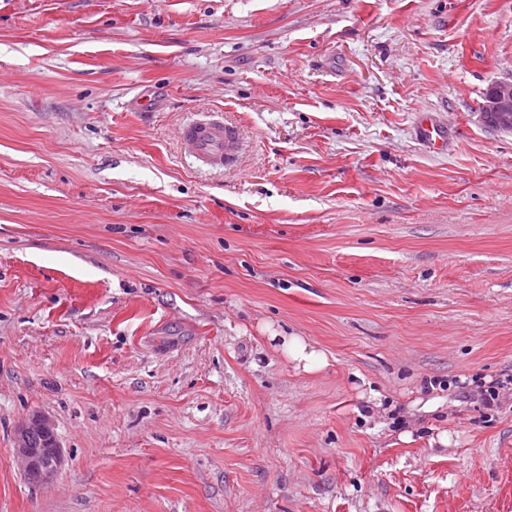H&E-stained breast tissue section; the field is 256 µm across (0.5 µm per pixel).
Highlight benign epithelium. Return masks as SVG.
<instances>
[{"mask_svg": "<svg viewBox=\"0 0 512 512\" xmlns=\"http://www.w3.org/2000/svg\"><path fill=\"white\" fill-rule=\"evenodd\" d=\"M481 114L497 128L512 130V79L495 80L489 85ZM14 454L30 484L50 483L63 462L54 421L42 412L29 414L16 428Z\"/></svg>", "mask_w": 512, "mask_h": 512, "instance_id": "1", "label": "benign epithelium"}]
</instances>
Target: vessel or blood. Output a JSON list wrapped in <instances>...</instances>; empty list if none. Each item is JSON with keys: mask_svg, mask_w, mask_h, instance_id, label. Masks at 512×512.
I'll list each match as a JSON object with an SVG mask.
<instances>
[{"mask_svg": "<svg viewBox=\"0 0 512 512\" xmlns=\"http://www.w3.org/2000/svg\"><path fill=\"white\" fill-rule=\"evenodd\" d=\"M181 141L197 163L209 168L234 165L241 145L238 128L221 120H200L183 126Z\"/></svg>", "mask_w": 512, "mask_h": 512, "instance_id": "vessel-or-blood-1", "label": "vessel or blood"}]
</instances>
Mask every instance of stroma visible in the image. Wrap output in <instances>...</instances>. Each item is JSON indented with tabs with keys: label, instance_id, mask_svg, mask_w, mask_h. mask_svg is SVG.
Instances as JSON below:
<instances>
[{
	"label": "stroma",
	"instance_id": "35a3bbf8",
	"mask_svg": "<svg viewBox=\"0 0 512 512\" xmlns=\"http://www.w3.org/2000/svg\"><path fill=\"white\" fill-rule=\"evenodd\" d=\"M511 75L512 0H0V512H512ZM480 112L485 122L505 131L512 130V79L495 80L489 85ZM181 141L197 163L209 168L234 165L241 145L239 129L221 120H200L183 126ZM278 337L282 340L281 351L293 363L296 371L309 374L327 366V356L310 346L300 336H272V342H275ZM14 454L30 484L50 483L63 462L54 421L42 412L29 414L16 428Z\"/></svg>",
	"mask_w": 512,
	"mask_h": 512
}]
</instances>
